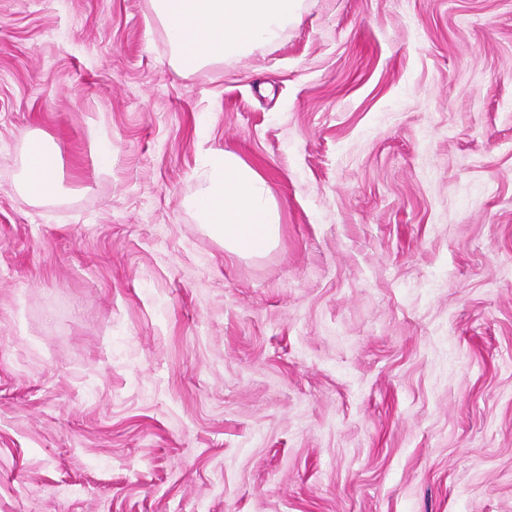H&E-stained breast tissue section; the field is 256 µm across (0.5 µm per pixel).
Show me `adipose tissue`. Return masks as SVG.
Returning a JSON list of instances; mask_svg holds the SVG:
<instances>
[{"instance_id":"1","label":"adipose tissue","mask_w":512,"mask_h":512,"mask_svg":"<svg viewBox=\"0 0 512 512\" xmlns=\"http://www.w3.org/2000/svg\"><path fill=\"white\" fill-rule=\"evenodd\" d=\"M170 45L173 65L196 71L277 40L301 21L300 0H149ZM61 154L44 134L31 135L22 181L32 200L61 189ZM194 207L200 224L225 249L261 255L280 237L278 205L267 180L237 154L211 150Z\"/></svg>"}]
</instances>
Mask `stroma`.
Here are the masks:
<instances>
[{
    "label": "stroma",
    "mask_w": 512,
    "mask_h": 512,
    "mask_svg": "<svg viewBox=\"0 0 512 512\" xmlns=\"http://www.w3.org/2000/svg\"><path fill=\"white\" fill-rule=\"evenodd\" d=\"M301 11L185 72L149 0H0V512H512V0ZM61 154L42 133L30 135L22 181L23 194L32 200L50 198L61 189ZM194 207L199 224L241 257L261 255L280 237L278 205L267 180L237 154L211 150Z\"/></svg>",
    "instance_id": "stroma-1"
}]
</instances>
